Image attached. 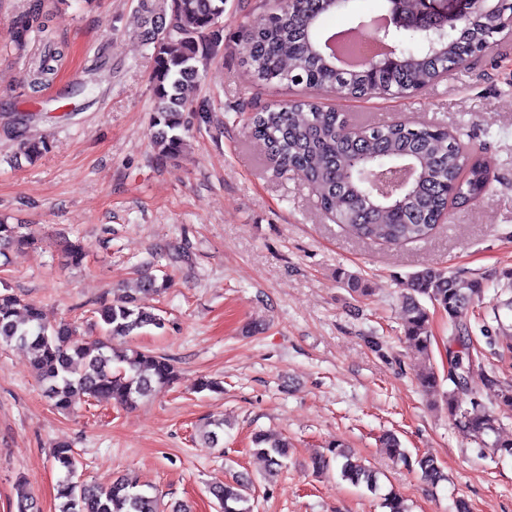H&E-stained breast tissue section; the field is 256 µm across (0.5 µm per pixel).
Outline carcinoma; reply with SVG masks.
Masks as SVG:
<instances>
[{
    "label": "carcinoma",
    "mask_w": 512,
    "mask_h": 512,
    "mask_svg": "<svg viewBox=\"0 0 512 512\" xmlns=\"http://www.w3.org/2000/svg\"><path fill=\"white\" fill-rule=\"evenodd\" d=\"M226 0H167L163 13L167 23L150 37L153 67L151 84L155 101L154 120L160 126L154 141L158 157L168 158L183 152L188 132L187 113L192 111L189 97L192 84L201 70L224 46V7ZM352 13L344 27L350 31L380 20L384 8L356 11L353 5L340 7L330 0H271L264 22L241 31L239 47L254 78L262 83L277 82L305 89L339 86L353 100L405 97L423 90L437 80L443 69L455 71L465 65L474 52L471 45L486 33L498 34L512 22V0H503L498 13L465 18L457 30L442 36L429 32L401 31L398 45L401 62L366 75L359 70L339 74L334 63L321 55L320 43L335 36L325 34L323 26L332 15ZM48 25L40 10L31 8L14 23L12 43L23 52L32 34H44ZM61 57L54 50L43 56L30 75V84L39 87L54 73L53 62ZM252 136L282 170H299L316 192L321 208L335 215L356 236L388 245H405L429 238L442 216L450 209L480 200L486 193L490 172L472 156V149L448 132L429 124L389 121L371 126L358 134L348 129L346 115L314 98L293 100L265 107L248 117ZM48 150L37 138L20 143V155L32 163ZM363 156L378 167L413 160L416 179L399 204L379 203L368 198L366 183L351 167L354 158ZM36 241L27 224L0 222V256L12 249H23ZM71 265H80L88 255L85 244L76 241L67 247ZM162 285L154 276L140 278L137 295H124L96 308L97 323L104 336L84 339L67 321L51 322L43 308L9 292H0V344L27 348L29 367L51 405L60 411L78 402L107 398L126 408L170 388L178 372L173 361L152 351L125 344L124 339L152 326L165 327L164 319L146 305L150 294ZM484 289L476 280L442 269L426 268L410 276L400 296L404 316V341L429 356L432 342L430 312L425 302L448 314L450 341L458 345L448 350V381H442L431 366L416 373L426 396L441 403L448 417L464 433L479 443L512 455V440L486 437L497 433L499 417L470 396L469 382L476 359L470 351L467 331L468 308L482 299ZM485 387L496 408L512 411V382L491 370L485 374ZM224 435V420L208 421L202 441L212 448ZM254 452L262 456L269 475H275L288 457V440L265 433L253 438ZM382 445L394 458L418 471L432 486L445 480L441 467L426 456L411 459L399 440L389 434ZM340 463L342 478L353 485L377 489V478L364 465L350 459L342 444H332ZM54 463L64 472L58 483V512H187L175 503L165 507L160 497L125 478L112 482L108 489L75 479L76 452L68 443H58ZM253 483L236 479L230 484L209 489L217 512H253ZM16 512H40L28 482L16 480Z\"/></svg>",
    "instance_id": "1"
}]
</instances>
